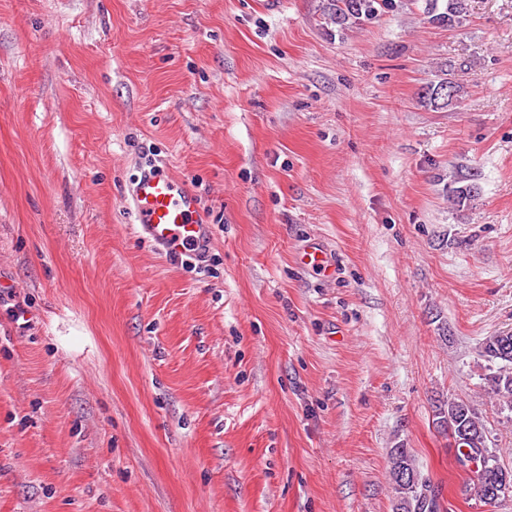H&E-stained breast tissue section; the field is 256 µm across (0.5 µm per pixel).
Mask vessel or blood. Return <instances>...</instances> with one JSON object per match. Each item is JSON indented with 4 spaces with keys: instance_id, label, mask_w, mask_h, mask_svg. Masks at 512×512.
Here are the masks:
<instances>
[{
    "instance_id": "b4317fda",
    "label": "vessel or blood",
    "mask_w": 512,
    "mask_h": 512,
    "mask_svg": "<svg viewBox=\"0 0 512 512\" xmlns=\"http://www.w3.org/2000/svg\"><path fill=\"white\" fill-rule=\"evenodd\" d=\"M129 205L139 235L173 258L200 255L209 226L193 190L166 170L143 172L131 184Z\"/></svg>"
}]
</instances>
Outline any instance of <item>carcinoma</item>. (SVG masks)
I'll use <instances>...</instances> for the list:
<instances>
[{"label": "carcinoma", "mask_w": 512, "mask_h": 512, "mask_svg": "<svg viewBox=\"0 0 512 512\" xmlns=\"http://www.w3.org/2000/svg\"><path fill=\"white\" fill-rule=\"evenodd\" d=\"M404 0H324L323 17L326 22L340 29L366 26L382 15L398 10ZM424 12L433 23L455 27L469 13V0H424ZM420 99L435 109H444L461 103V87L450 78L432 81L420 92ZM480 193L477 173L465 169L455 174L448 186V198L464 204ZM479 356L486 362L483 381L488 393L496 397L499 413H512V334L496 332L483 339ZM433 422L443 433L458 428L469 436L457 444L448 443L455 449V460L466 459L475 465L470 481L475 498L492 503L489 496L493 477L501 473L504 464L499 450L492 446L484 420L476 409L462 399L448 398L438 402L433 410ZM389 470L394 490L393 512H443L441 493L430 479L421 475L414 456L407 448H393L389 455Z\"/></svg>", "instance_id": "1"}]
</instances>
